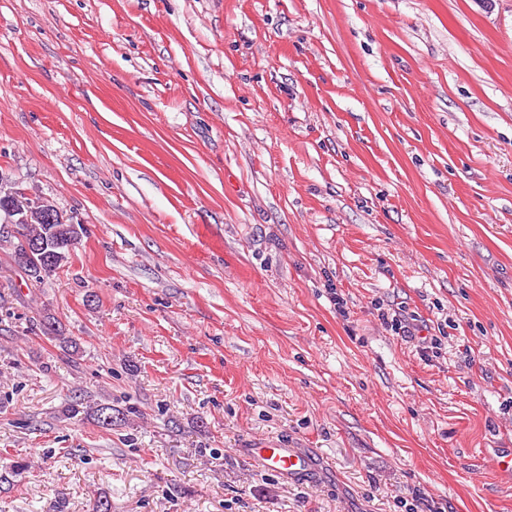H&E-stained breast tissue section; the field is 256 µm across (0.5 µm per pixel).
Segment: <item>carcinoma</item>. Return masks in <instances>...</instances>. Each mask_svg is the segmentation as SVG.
<instances>
[{
    "mask_svg": "<svg viewBox=\"0 0 512 512\" xmlns=\"http://www.w3.org/2000/svg\"><path fill=\"white\" fill-rule=\"evenodd\" d=\"M21 214L26 223L18 225L21 235L37 241L47 242V247L39 252L23 251L19 241L12 235L0 236V249L8 251L14 265L33 282H39L58 270L77 248L72 238L74 230L70 224H48L44 221L47 210L60 214L55 204L40 195L31 196L16 182L8 181L7 191L0 193V214L5 209ZM43 332L58 340L62 349L74 360L80 359L81 347L76 339L65 336L56 328L54 317L46 314L41 323ZM134 408H121L110 403H89L74 397L64 404L60 416L66 420L81 421L87 417L96 421L102 428H110L127 420Z\"/></svg>",
    "mask_w": 512,
    "mask_h": 512,
    "instance_id": "carcinoma-1",
    "label": "carcinoma"
}]
</instances>
